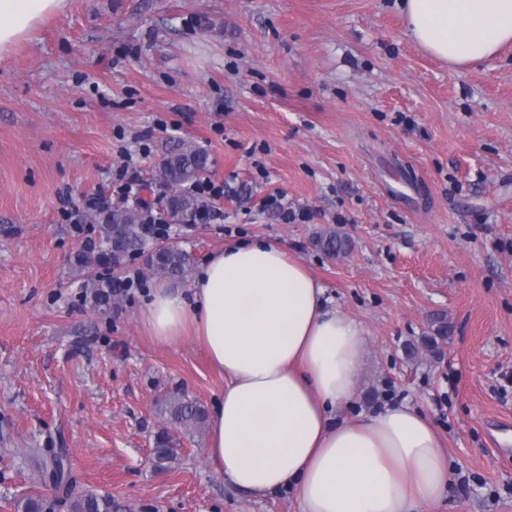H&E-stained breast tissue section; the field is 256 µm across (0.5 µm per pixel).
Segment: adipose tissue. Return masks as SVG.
Segmentation results:
<instances>
[{
  "instance_id": "obj_1",
  "label": "adipose tissue",
  "mask_w": 512,
  "mask_h": 512,
  "mask_svg": "<svg viewBox=\"0 0 512 512\" xmlns=\"http://www.w3.org/2000/svg\"><path fill=\"white\" fill-rule=\"evenodd\" d=\"M65 3L0 0V54ZM396 6L411 38L452 67L512 44V0ZM142 319L162 343L193 332L223 375L208 458L238 490L294 493L302 512H424L446 493L448 453L419 411L399 403L348 415L363 327L283 246L256 238L224 247L188 292L152 288Z\"/></svg>"
}]
</instances>
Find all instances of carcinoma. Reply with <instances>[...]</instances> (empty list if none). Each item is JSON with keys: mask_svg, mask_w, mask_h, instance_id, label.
<instances>
[{"mask_svg": "<svg viewBox=\"0 0 512 512\" xmlns=\"http://www.w3.org/2000/svg\"><path fill=\"white\" fill-rule=\"evenodd\" d=\"M209 155L191 142H182L169 152L160 165L161 184L170 190L165 196V208L176 224H194L199 209L204 202L187 188L203 178L209 170ZM150 212L137 204L113 206L105 213L89 215L91 223L99 225V241L92 250L81 251L77 255V268L89 271L83 280L85 301L99 310L112 308V301L120 294L122 285L113 278L101 279L90 270L103 264H117L129 252L138 251L145 245L143 226ZM317 245L331 256L346 253L345 241L334 230L324 231L316 237ZM154 271L175 282L184 280L191 264V256L178 248L158 249L151 254ZM449 326L445 318L436 319L430 334L420 337L418 345L425 350L442 347L448 342ZM169 419L186 431H200L206 422V411L199 403L188 400L185 395L169 393L162 399ZM174 437L166 429L159 431L154 438L155 458L159 464L175 459ZM39 473H53L59 481L62 496L47 501L40 497H27L19 500L21 512H55L60 504L68 506V512H112V497L109 495L83 494L75 496L71 492L73 476L66 449L42 448L36 457Z\"/></svg>", "mask_w": 512, "mask_h": 512, "instance_id": "cac0c4a2", "label": "carcinoma"}]
</instances>
